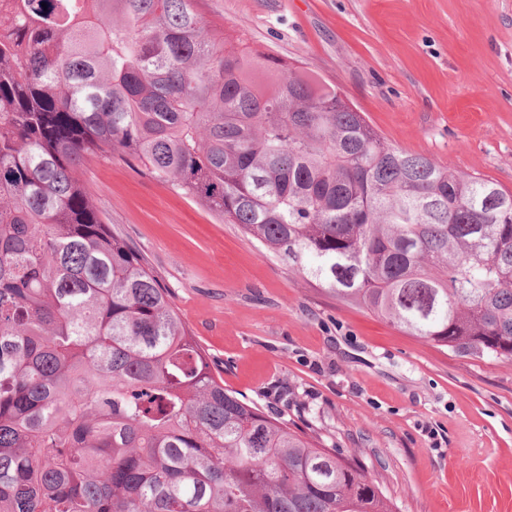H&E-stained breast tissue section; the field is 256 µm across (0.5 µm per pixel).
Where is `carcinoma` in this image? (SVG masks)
I'll return each instance as SVG.
<instances>
[{"instance_id":"1","label":"carcinoma","mask_w":512,"mask_h":512,"mask_svg":"<svg viewBox=\"0 0 512 512\" xmlns=\"http://www.w3.org/2000/svg\"><path fill=\"white\" fill-rule=\"evenodd\" d=\"M201 0L0 9V512H396L224 388L77 176L143 167L343 303L512 361V192L389 145L333 86L226 49Z\"/></svg>"}]
</instances>
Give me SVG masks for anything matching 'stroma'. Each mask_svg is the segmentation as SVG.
<instances>
[{
  "label": "stroma",
  "instance_id": "1",
  "mask_svg": "<svg viewBox=\"0 0 512 512\" xmlns=\"http://www.w3.org/2000/svg\"><path fill=\"white\" fill-rule=\"evenodd\" d=\"M335 86L393 147L512 190V0H203ZM79 178L224 387L379 481L397 512H512V362L427 344L315 287L139 166Z\"/></svg>",
  "mask_w": 512,
  "mask_h": 512
}]
</instances>
